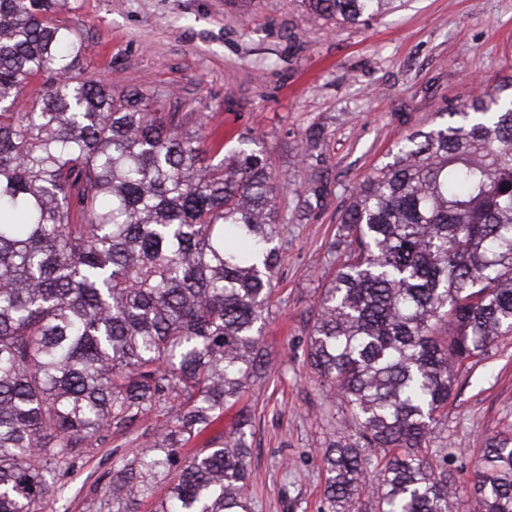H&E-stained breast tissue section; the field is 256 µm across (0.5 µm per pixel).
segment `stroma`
Returning a JSON list of instances; mask_svg holds the SVG:
<instances>
[{"label":"stroma","instance_id":"obj_1","mask_svg":"<svg viewBox=\"0 0 512 512\" xmlns=\"http://www.w3.org/2000/svg\"><path fill=\"white\" fill-rule=\"evenodd\" d=\"M61 19L83 38L84 65L118 91L165 95L187 130L216 131L208 149L256 136L279 182L280 248L270 365L243 394L250 413L248 493L254 512H327L322 450L348 434L333 392L305 359L327 245L353 188L406 134L447 123L445 106L512 74V0H404L366 25L309 19L303 0H71ZM317 157H301L310 128ZM321 187L317 207L302 194ZM139 417L62 474L46 512H89L112 468L152 439ZM512 428V335L460 371L433 447L467 500L489 440Z\"/></svg>","mask_w":512,"mask_h":512}]
</instances>
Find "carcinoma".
I'll return each mask as SVG.
<instances>
[{"label":"carcinoma","instance_id":"cac0c4a2","mask_svg":"<svg viewBox=\"0 0 512 512\" xmlns=\"http://www.w3.org/2000/svg\"><path fill=\"white\" fill-rule=\"evenodd\" d=\"M356 24L397 0H306ZM68 0H0V512H45L73 468L139 415L156 439L91 512H252L240 401L268 364L278 263L273 164L217 159L166 100L81 66ZM42 93L29 98L35 79ZM512 78L448 106L356 186L307 363L354 426L323 450L329 512H464L430 442L459 370L512 335ZM323 131L306 134L314 156ZM203 448L183 454L193 440ZM474 512H512V437L488 442Z\"/></svg>","mask_w":512,"mask_h":512}]
</instances>
